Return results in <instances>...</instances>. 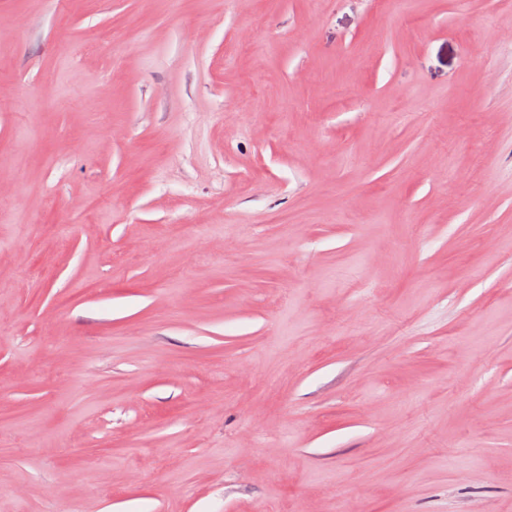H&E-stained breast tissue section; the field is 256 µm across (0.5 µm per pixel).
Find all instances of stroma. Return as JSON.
Here are the masks:
<instances>
[{
	"instance_id": "35a3bbf8",
	"label": "stroma",
	"mask_w": 512,
	"mask_h": 512,
	"mask_svg": "<svg viewBox=\"0 0 512 512\" xmlns=\"http://www.w3.org/2000/svg\"><path fill=\"white\" fill-rule=\"evenodd\" d=\"M512 512V5L0 0V512Z\"/></svg>"
}]
</instances>
